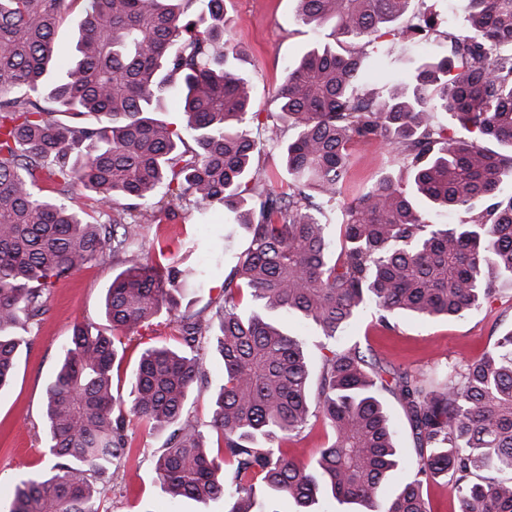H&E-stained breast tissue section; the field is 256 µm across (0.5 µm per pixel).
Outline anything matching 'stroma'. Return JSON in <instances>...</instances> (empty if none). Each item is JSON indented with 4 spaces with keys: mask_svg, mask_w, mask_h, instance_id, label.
<instances>
[{
    "mask_svg": "<svg viewBox=\"0 0 512 512\" xmlns=\"http://www.w3.org/2000/svg\"><path fill=\"white\" fill-rule=\"evenodd\" d=\"M296 0H224V23L234 43L248 56L240 68L250 86L252 112L257 123L251 134L258 135L278 113L276 91L286 67L298 60L314 43L310 29L296 19ZM349 197L358 196L387 166L395 165L394 154L380 141L355 144L350 156ZM196 243L192 263L209 268L202 289L186 294L181 309L208 315L221 297L225 277L232 271L235 256L247 244L241 226L226 230L223 212L199 223L196 212L176 210L163 224L143 229V250L150 257L165 255L179 259L187 243ZM223 248L222 263H213L210 248ZM125 267L123 259L106 258L87 264L78 273L60 280L49 290L47 312L39 326L29 329L28 341L19 356L13 384L0 392V512H7L15 485L32 473L49 472L53 461L44 437L46 389L59 366L74 321L105 326L103 299L106 286ZM496 296L465 316L451 320L420 321L394 316L393 329L375 322L366 313L345 331L348 340L370 348L383 362L424 376L433 383L445 382L448 367L464 365L491 350L502 334L512 329V282L496 285ZM178 334L166 317L139 329L124 343V354L113 367V386L127 396L141 352L151 346L174 345ZM224 378V364L210 355L205 373L195 386L188 408L199 423L212 415L211 393ZM133 443L124 467L98 479L109 512H224L223 500L208 503L182 500L171 505L154 471L153 460L162 450L167 434L148 431L140 423L130 426Z\"/></svg>",
    "mask_w": 512,
    "mask_h": 512,
    "instance_id": "1",
    "label": "stroma"
}]
</instances>
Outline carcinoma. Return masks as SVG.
Returning <instances> with one entry per match:
<instances>
[{
	"label": "carcinoma",
	"mask_w": 512,
	"mask_h": 512,
	"mask_svg": "<svg viewBox=\"0 0 512 512\" xmlns=\"http://www.w3.org/2000/svg\"><path fill=\"white\" fill-rule=\"evenodd\" d=\"M297 2L298 20L331 42L286 67L278 118L293 135L283 142L274 124L261 143L247 129L255 113L224 0H0V390L15 376L18 329L41 322L48 288L106 255L126 264L105 291L108 328L74 323L47 388L56 463L19 481L8 512H105L93 480L127 458L128 415L168 432L155 473L173 501L222 497L228 512H278L267 501L286 500L294 512H326L331 497L358 512H430L424 487L448 475L460 512H512V477L502 478L512 473V330L479 361L448 367L439 386L341 341L370 308L387 329L395 312L461 318L492 298L495 278L512 280V192L502 193L512 180V0H457L462 25L450 19L442 34L413 0ZM72 4L82 13L75 57L48 82ZM395 42L430 49L407 80L361 93L363 57L351 46L385 66ZM165 95L180 99V122L153 116ZM441 112L499 149L448 136ZM368 140L391 148L398 171L350 201L349 149ZM263 145L280 150L286 175L252 168ZM82 190L91 204L78 212ZM463 206L468 220L448 223ZM175 207H221L248 228L206 319L179 310L205 270L142 253V225ZM107 209L112 223H98ZM163 312L182 348L142 352L126 408L113 393L114 332ZM290 317L327 340L315 388L302 339L282 323ZM211 350L224 383L200 425L187 407ZM384 390L409 419L411 461ZM319 416L330 443L307 464L289 457L283 443ZM409 462L411 476L389 489Z\"/></svg>",
	"instance_id": "carcinoma-1"
}]
</instances>
